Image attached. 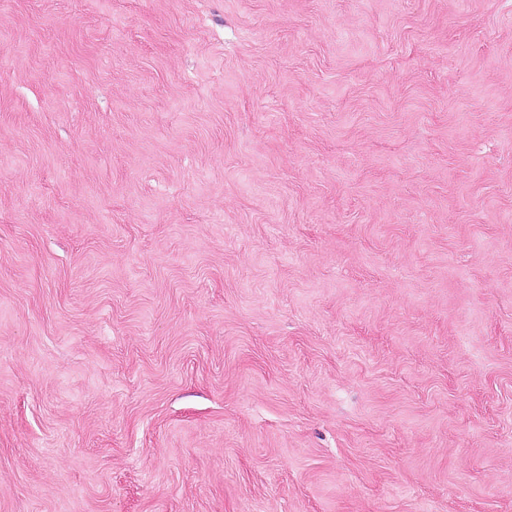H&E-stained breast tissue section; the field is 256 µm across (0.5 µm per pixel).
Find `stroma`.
<instances>
[{
  "mask_svg": "<svg viewBox=\"0 0 512 512\" xmlns=\"http://www.w3.org/2000/svg\"><path fill=\"white\" fill-rule=\"evenodd\" d=\"M0 512H512V0H5Z\"/></svg>",
  "mask_w": 512,
  "mask_h": 512,
  "instance_id": "stroma-1",
  "label": "stroma"
}]
</instances>
